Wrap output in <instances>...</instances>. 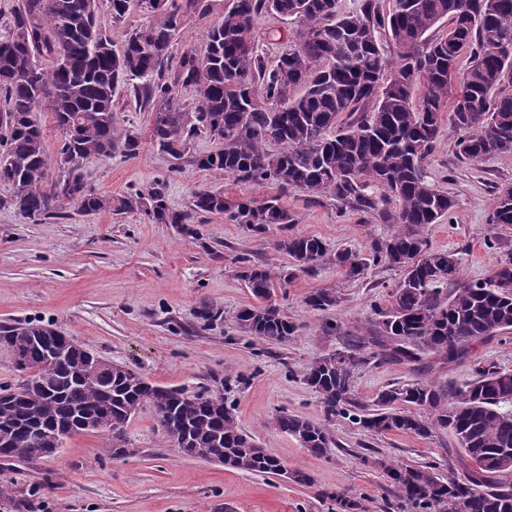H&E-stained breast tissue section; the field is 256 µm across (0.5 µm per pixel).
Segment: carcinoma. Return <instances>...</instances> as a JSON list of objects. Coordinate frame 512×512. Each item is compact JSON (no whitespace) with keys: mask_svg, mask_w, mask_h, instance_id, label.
I'll return each mask as SVG.
<instances>
[{"mask_svg":"<svg viewBox=\"0 0 512 512\" xmlns=\"http://www.w3.org/2000/svg\"><path fill=\"white\" fill-rule=\"evenodd\" d=\"M112 23L124 21L134 0H106ZM99 0H18L0 28V182L14 188L0 200L33 222L57 215L67 203L81 213L139 212L154 224H177L198 235L195 219L220 214L249 232L264 233L290 223L280 197L261 204L232 199L220 189H202L189 209L168 205L164 188L135 190L120 197L100 195L87 182L84 162L119 152L136 154L140 133L119 125L113 110L118 88L155 108L150 138L180 169L188 158L196 168L222 172L238 183H273L312 196H331L357 210L379 209L390 199L399 207L387 215L390 235L373 244L370 257L329 251L321 238L297 234L277 241L275 252L299 270L329 260L345 277L364 275L369 261L403 272L388 293L381 332L350 339V351L312 359L304 381L329 416L342 415L370 434L400 432L429 438L442 429L457 438L462 480L444 479L436 465L398 464L386 457L369 463L392 480L394 512H512V371L486 364L473 346L512 333V253L490 276L457 283V254L429 249L428 232L454 206L429 182L426 159L439 137L442 113L457 133L455 146L472 162L512 153V0H392L388 14L378 0L342 13L338 0H232L206 33L202 49L179 59L172 43L183 9L206 15L204 0H164L163 16L125 32L116 41L96 26ZM297 19L295 44L269 66L259 53L254 19L261 13ZM440 38L429 33L442 20ZM387 30L398 48L392 62L377 33ZM470 56L460 80L448 81V42ZM181 87L197 94L196 122L179 121L170 109ZM288 100L274 112L264 99ZM51 112L64 142L48 180V156L39 118ZM217 147L191 152L198 137ZM279 150L274 151L272 147ZM378 187L377 197L369 189ZM493 223L512 225V186L498 187ZM257 303L236 316L241 332L264 343L292 338L296 325L272 300V265H248L243 272ZM306 303L319 310L337 305L335 294L316 292ZM0 346L25 354L18 380L0 386V457L43 458L83 433L108 436L115 457L125 455V428L144 408L154 413L166 441L179 435L177 453L247 473L282 475L284 467L237 423L234 406L221 393L193 395L181 387L154 384L112 364L59 333L50 324L0 326ZM434 355L444 364L474 359L472 378L448 389L426 382L393 384L380 391L373 409L355 411L352 381L360 365H425ZM280 430L299 439L314 455L333 445L321 424L284 411Z\"/></svg>","mask_w":512,"mask_h":512,"instance_id":"obj_1","label":"carcinoma"}]
</instances>
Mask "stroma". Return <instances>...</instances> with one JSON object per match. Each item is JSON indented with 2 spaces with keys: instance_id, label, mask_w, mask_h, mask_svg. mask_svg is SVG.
Masks as SVG:
<instances>
[{
  "instance_id": "1",
  "label": "stroma",
  "mask_w": 512,
  "mask_h": 512,
  "mask_svg": "<svg viewBox=\"0 0 512 512\" xmlns=\"http://www.w3.org/2000/svg\"><path fill=\"white\" fill-rule=\"evenodd\" d=\"M230 0H212L209 14L189 16L179 30L174 55L201 48L208 29ZM260 50L272 62L291 44L296 22L263 13L254 21ZM122 127L137 130L138 155H115L85 164L89 185L99 194L119 196L167 183V198L177 210L188 209L199 189H223L232 198L263 200L280 195L292 219L287 228L245 232L221 215L201 218L196 237L172 224H153L137 212L83 214L64 209L61 216L34 224L8 206L0 207V324L39 321L93 354L125 366L159 385L179 386L193 394L221 392L233 404L240 428L288 470L308 477L300 483L282 476L263 477L177 454L167 446L151 409L128 423L126 454L116 459L105 436L79 434L51 458L28 462L0 458V512H334L335 495L357 500L360 512H387L391 480L370 465L373 456L417 465L437 462L440 474L463 478V466H449L457 447L447 430L422 439L388 432L372 435L350 419L327 417L317 393L304 381L306 364L344 349L348 337L375 336L380 328L376 307H387L386 291L401 270L371 266L349 279L329 261L302 272L274 243L286 235L310 234L330 249L370 253L392 226L377 211L361 212L335 198L280 192L273 184L234 182L219 172L184 163L171 173L169 157L152 144L155 118L127 89L115 95ZM456 132L443 125L427 159L431 182L455 205L431 227V250L452 251L460 259V282L491 274L512 252V225L493 223L496 189L512 185V154L473 163L455 146ZM276 261L288 281L274 298L298 332L282 344H266L239 331L237 312L254 301L242 273L246 263ZM335 294L337 306L315 310L306 296ZM223 317L207 323L202 306ZM473 375V364L431 362L416 370L399 364L356 368L352 397L371 404L386 386L426 381L440 387ZM281 410L322 424L335 445L322 456L311 454L295 437L272 424Z\"/></svg>"
}]
</instances>
